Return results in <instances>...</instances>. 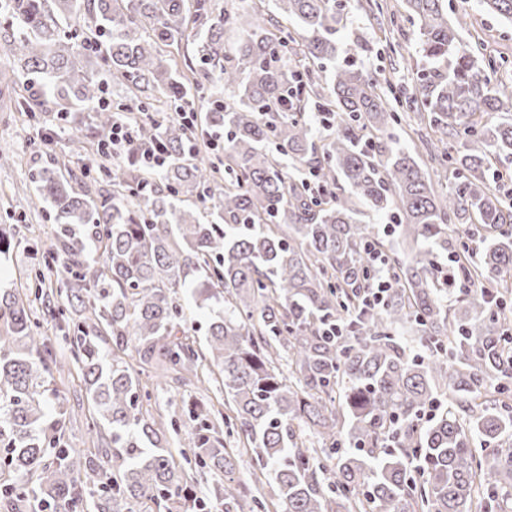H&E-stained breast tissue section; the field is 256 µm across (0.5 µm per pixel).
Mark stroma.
Segmentation results:
<instances>
[{
    "instance_id": "35a3bbf8",
    "label": "stroma",
    "mask_w": 512,
    "mask_h": 512,
    "mask_svg": "<svg viewBox=\"0 0 512 512\" xmlns=\"http://www.w3.org/2000/svg\"><path fill=\"white\" fill-rule=\"evenodd\" d=\"M367 0H336L344 15L345 28L341 33V47L363 39L365 49L355 50L354 63L372 78L383 79L391 75V67L398 56H409L416 49L415 28L403 20L401 0H381L385 13L398 14L396 26H378L376 20L365 13ZM456 17L464 21L463 34L470 42L478 44L485 53L500 56L512 62V24L481 6L479 0H449ZM395 75V74H392ZM402 82L405 93H412L416 75L404 72L395 75ZM25 82L18 78L17 69L10 57L0 53V150L12 153V160L0 162V224L16 225L22 243L15 248L13 258L5 270L0 271V281L27 279L34 266L42 264L43 255L56 242V224L51 208L38 202L31 184L32 173L48 166L51 160L65 156L71 168L91 162L93 156L83 147L77 130L90 121V108H76L59 112L52 102H44L37 119L29 121L19 113L7 110L10 95H23ZM54 136L52 144L41 141L42 133ZM140 383L150 399L143 407L151 416L170 417L185 415L192 402L223 408L224 386L211 383L207 391L191 386L141 377ZM168 446L174 459L194 485L198 496L209 497V491L218 481V473L196 465L192 453V436L189 428L170 430L166 433Z\"/></svg>"
}]
</instances>
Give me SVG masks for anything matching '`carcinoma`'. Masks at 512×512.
<instances>
[{
	"instance_id": "cac0c4a2",
	"label": "carcinoma",
	"mask_w": 512,
	"mask_h": 512,
	"mask_svg": "<svg viewBox=\"0 0 512 512\" xmlns=\"http://www.w3.org/2000/svg\"><path fill=\"white\" fill-rule=\"evenodd\" d=\"M417 25L418 95L387 96L339 53L336 0H6L4 48L30 77L17 111L37 118L51 98L67 112L95 107L112 128L100 80L81 61H103L128 92L150 85L143 112L206 104L224 129L222 165L186 156L180 121L136 123L168 165L129 162L112 188L92 193L85 171L44 170L38 197L55 213L65 272L47 293L0 287V497L13 512H195L200 504L162 431L142 410L135 354L178 384L223 380L232 415L188 410L198 462L226 476L236 449L221 425L253 448L282 512H509L498 475H512V309L479 287L512 282V197L491 186L512 169V93L492 77L503 63L463 42L447 0H404ZM512 23V0H482ZM194 46L187 77L162 47ZM431 135L426 148L455 182L443 192L399 147L400 112ZM304 165L315 190L287 179ZM211 204L221 223L188 204ZM395 221L407 251L372 266L385 240L363 208ZM478 220L466 237L456 225ZM18 241L0 225V265ZM449 253L453 285L434 257ZM386 274L385 305L362 303ZM211 314L206 352L195 348L179 289ZM60 303L50 307V294ZM72 324L70 358L86 388L91 431L106 447L70 448L68 408L52 402L43 321ZM342 335H336L334 326ZM112 344V354L105 345ZM288 353L294 380L277 361ZM448 398L423 423L420 414ZM336 456V466L322 460ZM224 512L263 506L231 479L213 488Z\"/></svg>"
}]
</instances>
